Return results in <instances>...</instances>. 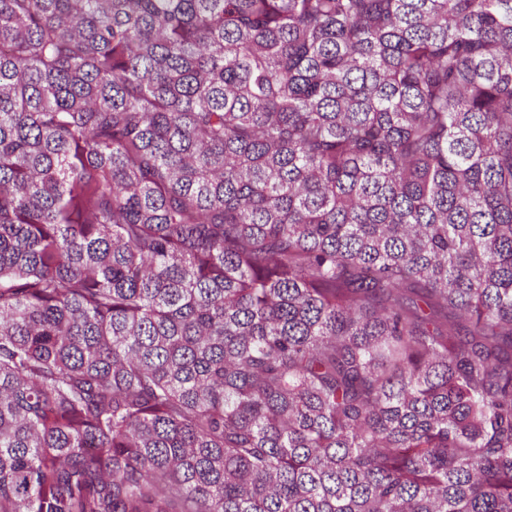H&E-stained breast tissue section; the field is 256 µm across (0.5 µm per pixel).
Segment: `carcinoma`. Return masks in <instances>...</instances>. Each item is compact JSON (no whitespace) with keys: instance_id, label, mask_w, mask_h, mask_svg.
I'll list each match as a JSON object with an SVG mask.
<instances>
[{"instance_id":"cac0c4a2","label":"carcinoma","mask_w":512,"mask_h":512,"mask_svg":"<svg viewBox=\"0 0 512 512\" xmlns=\"http://www.w3.org/2000/svg\"><path fill=\"white\" fill-rule=\"evenodd\" d=\"M0 512H512V0H0Z\"/></svg>"}]
</instances>
